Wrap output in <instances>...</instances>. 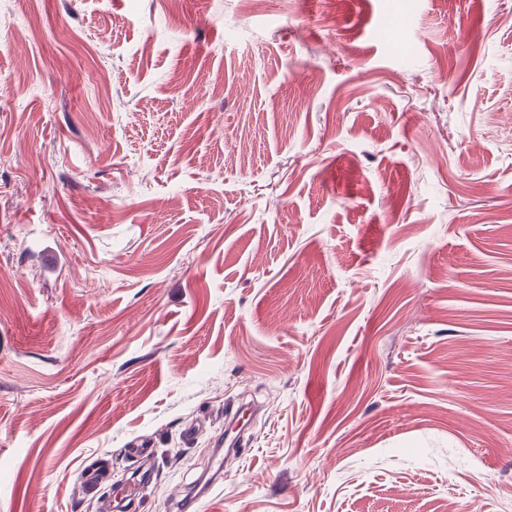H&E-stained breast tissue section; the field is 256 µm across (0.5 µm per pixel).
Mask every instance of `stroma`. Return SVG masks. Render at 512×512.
Instances as JSON below:
<instances>
[{
    "mask_svg": "<svg viewBox=\"0 0 512 512\" xmlns=\"http://www.w3.org/2000/svg\"><path fill=\"white\" fill-rule=\"evenodd\" d=\"M143 463L135 512L512 507V0H0V512Z\"/></svg>",
    "mask_w": 512,
    "mask_h": 512,
    "instance_id": "stroma-1",
    "label": "stroma"
}]
</instances>
